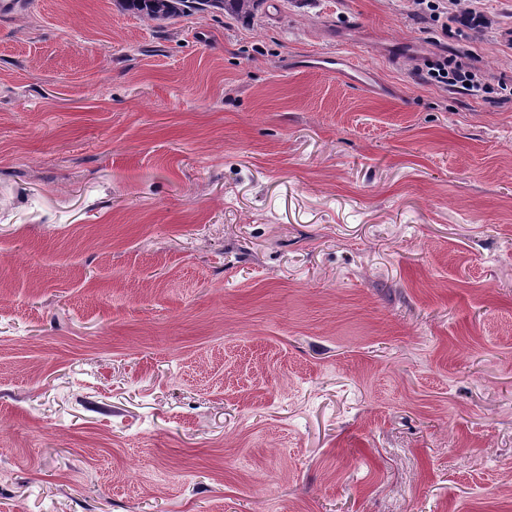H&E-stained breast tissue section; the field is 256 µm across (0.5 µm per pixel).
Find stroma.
<instances>
[{"mask_svg": "<svg viewBox=\"0 0 512 512\" xmlns=\"http://www.w3.org/2000/svg\"><path fill=\"white\" fill-rule=\"evenodd\" d=\"M480 8L0 15V512H512V95L417 75L512 80ZM414 5V15L418 16L424 22L429 23L439 22L441 15H446V19L448 20V16L451 20L458 22L460 25L467 27L469 29H483L489 26L488 20L484 17L479 8L474 7L468 10L466 13L458 15L452 11L451 7L456 3V0H411ZM426 4L427 9L430 11L428 14L423 8V5ZM472 49H463L451 57L436 56L424 61L421 80L437 87L460 86L474 95L490 89L481 70L472 63L475 57Z\"/></svg>", "mask_w": 512, "mask_h": 512, "instance_id": "35a3bbf8", "label": "stroma"}]
</instances>
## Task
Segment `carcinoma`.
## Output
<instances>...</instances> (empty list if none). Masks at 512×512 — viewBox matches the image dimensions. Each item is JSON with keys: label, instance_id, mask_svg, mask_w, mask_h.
Instances as JSON below:
<instances>
[{"label": "carcinoma", "instance_id": "obj_1", "mask_svg": "<svg viewBox=\"0 0 512 512\" xmlns=\"http://www.w3.org/2000/svg\"><path fill=\"white\" fill-rule=\"evenodd\" d=\"M121 7L159 25L179 17L219 11L237 20L256 15L263 0H118Z\"/></svg>", "mask_w": 512, "mask_h": 512}]
</instances>
